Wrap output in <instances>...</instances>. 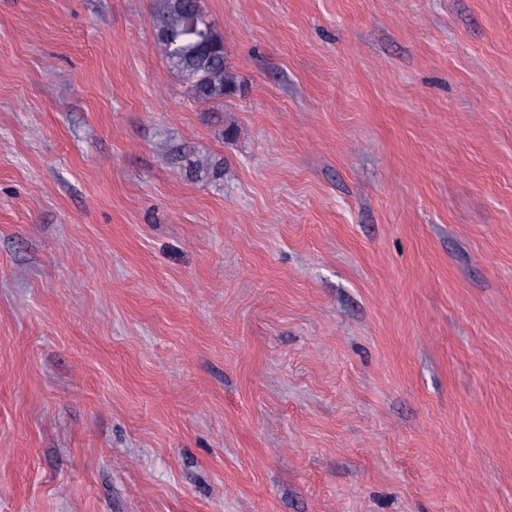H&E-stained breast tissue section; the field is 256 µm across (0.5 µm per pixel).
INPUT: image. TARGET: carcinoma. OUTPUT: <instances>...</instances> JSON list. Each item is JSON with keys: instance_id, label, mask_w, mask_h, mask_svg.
Wrapping results in <instances>:
<instances>
[{"instance_id": "1", "label": "carcinoma", "mask_w": 512, "mask_h": 512, "mask_svg": "<svg viewBox=\"0 0 512 512\" xmlns=\"http://www.w3.org/2000/svg\"><path fill=\"white\" fill-rule=\"evenodd\" d=\"M151 18L158 46L191 98L222 100L236 84L224 62V39L206 21L202 0H157Z\"/></svg>"}]
</instances>
